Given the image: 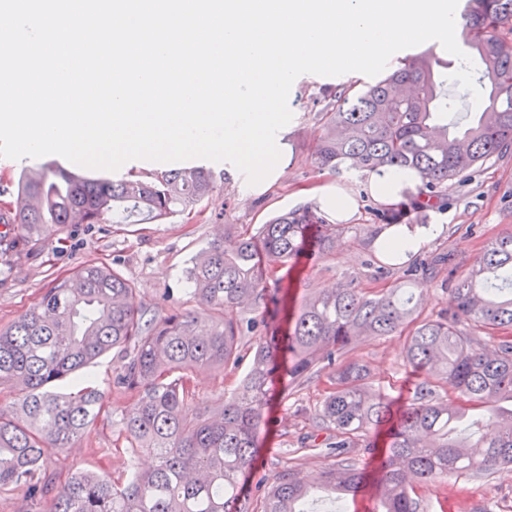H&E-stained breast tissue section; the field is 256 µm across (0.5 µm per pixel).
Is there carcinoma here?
I'll return each instance as SVG.
<instances>
[{"label": "carcinoma", "mask_w": 512, "mask_h": 512, "mask_svg": "<svg viewBox=\"0 0 512 512\" xmlns=\"http://www.w3.org/2000/svg\"><path fill=\"white\" fill-rule=\"evenodd\" d=\"M463 35L478 55L484 89L477 118L454 134L443 93L448 61L426 50L401 58L391 73L331 90L316 113L315 164L337 174L411 169L416 195L375 209L381 224H398L448 196V182L465 185L491 159L512 151V0H465ZM214 191L211 173L197 166L144 179H92L63 166L20 173L0 224L13 225L0 244L32 239L44 224L63 229L109 218L159 224L193 208ZM359 228L332 224L314 204L282 213L256 231L224 225V237L198 252L185 269L197 308L149 312L137 288L118 270L88 263L61 278L0 330V385L10 384L16 406L0 408V488L23 490L36 512H247L244 485L259 493L261 512H308L322 488L355 496L366 469L352 453L372 454L386 435L373 512H425L412 480L512 474V413L495 403L512 399V232L485 246L467 274L455 276L453 253L408 258L402 276L376 293L353 281L311 289L288 312L285 277L276 273L305 251L322 257L336 236ZM448 272L456 308L421 313L427 283ZM241 309L238 321L226 313ZM287 322L280 335L276 322ZM406 334V362L417 376L414 398L400 409L373 387L366 365L349 358L359 343ZM256 343L244 349L242 337ZM117 350L113 383L134 396L121 421L132 456L156 459L122 481L82 472L62 485L47 474L46 457L71 447L99 416L103 393L90 367ZM252 353L235 392L217 407L183 414L190 374L225 369ZM331 391L315 414L336 431L325 444L339 460L312 481L290 469L274 481L255 463L267 409L285 383L299 385L324 369ZM451 384L455 400L440 397Z\"/></svg>", "instance_id": "cac0c4a2"}]
</instances>
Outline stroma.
<instances>
[{
    "instance_id": "1",
    "label": "stroma",
    "mask_w": 512,
    "mask_h": 512,
    "mask_svg": "<svg viewBox=\"0 0 512 512\" xmlns=\"http://www.w3.org/2000/svg\"><path fill=\"white\" fill-rule=\"evenodd\" d=\"M352 82L346 74H305L293 83L288 98L292 119L278 139L280 162L287 171L265 192L247 194L244 175H229L226 163L207 160L203 166L213 174L215 191L192 210L165 223L98 224L88 232L49 224L42 228L37 240L0 253V327H8L54 280L68 276L90 260L117 269L133 281L138 290L137 302L144 309L171 312L194 308L182 278L192 256L223 232L225 225L258 226L274 215L309 203L312 190L318 187L331 185L352 194L358 202L354 223L374 229L376 223L368 211L373 199L363 174L339 175L318 169L313 157L319 136L317 100L322 99L324 91ZM417 221L445 226L439 237L424 245V253L440 248L453 252L459 269H466L487 242L512 231V154L488 162L466 186L449 183L447 204L427 210ZM379 265L373 249L363 248L351 234H344L324 260L314 263L299 258L288 278V305L299 308L308 289L329 288L350 278L362 288H381L376 274ZM350 356L367 365L375 387L388 394L396 406L406 404L413 380L407 368L405 336L393 334L363 342ZM118 365L119 357L113 351L94 365L104 407L99 419L72 447L50 454L47 471L56 483L86 470L115 479L125 477L131 461L119 422L133 397L113 384ZM247 370L248 365L243 362L235 368L194 374V398L188 403V410L195 413L231 396ZM328 386L329 374L324 371L291 390L285 400L273 403L261 436L256 462L259 472L272 479L289 467L308 477L333 464L332 456L300 450L306 438L320 443L332 435L331 430L312 423ZM415 492L427 512H467L475 504L484 505L488 512H512V475L490 479L451 477L417 484Z\"/></svg>"
}]
</instances>
